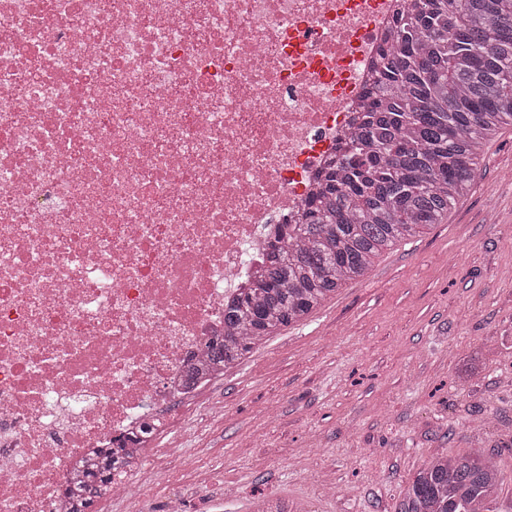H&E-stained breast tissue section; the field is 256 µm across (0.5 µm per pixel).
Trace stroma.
<instances>
[{
  "label": "stroma",
  "instance_id": "1",
  "mask_svg": "<svg viewBox=\"0 0 512 512\" xmlns=\"http://www.w3.org/2000/svg\"><path fill=\"white\" fill-rule=\"evenodd\" d=\"M496 413L473 427L474 410ZM158 447L182 448L98 512H395L431 458L497 452L494 512H512V128L484 149L479 174L446 223L384 252L227 371ZM206 470L207 485L193 479Z\"/></svg>",
  "mask_w": 512,
  "mask_h": 512
}]
</instances>
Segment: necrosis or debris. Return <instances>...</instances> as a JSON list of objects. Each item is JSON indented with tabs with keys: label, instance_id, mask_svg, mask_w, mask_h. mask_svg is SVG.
<instances>
[{
	"label": "necrosis or debris",
	"instance_id": "obj_1",
	"mask_svg": "<svg viewBox=\"0 0 512 512\" xmlns=\"http://www.w3.org/2000/svg\"><path fill=\"white\" fill-rule=\"evenodd\" d=\"M398 0H0V512L177 426Z\"/></svg>",
	"mask_w": 512,
	"mask_h": 512
}]
</instances>
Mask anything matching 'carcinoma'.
I'll use <instances>...</instances> for the list:
<instances>
[{
	"label": "carcinoma",
	"mask_w": 512,
	"mask_h": 512,
	"mask_svg": "<svg viewBox=\"0 0 512 512\" xmlns=\"http://www.w3.org/2000/svg\"><path fill=\"white\" fill-rule=\"evenodd\" d=\"M512 127V0H406L382 50L351 146L270 252L264 279L224 307V341L206 345L211 378L306 320L375 258L435 224L467 194L487 141ZM107 451L74 481L73 512H93L112 479ZM493 455L429 460L396 512H493Z\"/></svg>",
	"instance_id": "cac0c4a2"
}]
</instances>
